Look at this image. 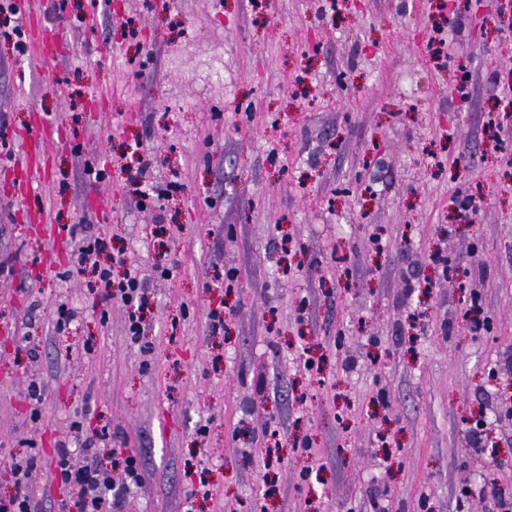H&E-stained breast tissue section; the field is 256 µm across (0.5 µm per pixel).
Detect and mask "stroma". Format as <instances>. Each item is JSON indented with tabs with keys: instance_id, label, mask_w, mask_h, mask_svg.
<instances>
[{
	"instance_id": "35a3bbf8",
	"label": "stroma",
	"mask_w": 512,
	"mask_h": 512,
	"mask_svg": "<svg viewBox=\"0 0 512 512\" xmlns=\"http://www.w3.org/2000/svg\"><path fill=\"white\" fill-rule=\"evenodd\" d=\"M453 2L21 6L27 53L0 39V255L14 257L0 322L26 321L0 335V495L33 440L38 512H64L53 448L78 415L144 459L125 512H183L202 476L194 512H492L493 488L512 496V141L489 131L512 30L504 0ZM31 162L44 177L21 206ZM459 189L479 201L474 224L452 217ZM28 224L124 250L154 296L141 343L124 309L103 313L67 276L70 240ZM474 299L490 319L476 333ZM62 302L75 316L59 332ZM480 417L496 425L490 465L465 438Z\"/></svg>"
}]
</instances>
